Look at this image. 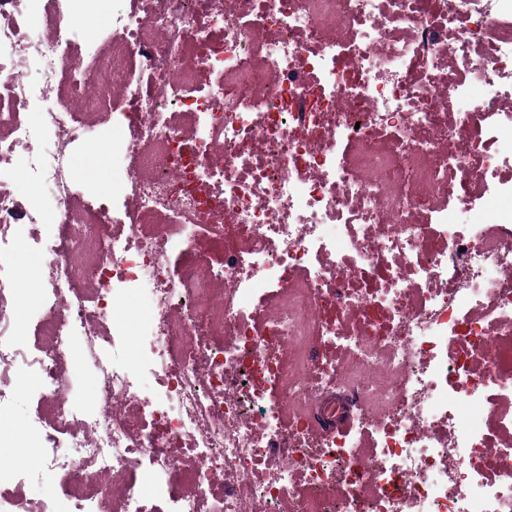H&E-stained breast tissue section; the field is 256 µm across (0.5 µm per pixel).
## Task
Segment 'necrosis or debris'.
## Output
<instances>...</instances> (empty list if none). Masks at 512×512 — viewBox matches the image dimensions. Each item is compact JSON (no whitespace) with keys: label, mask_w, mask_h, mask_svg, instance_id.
<instances>
[{"label":"necrosis or debris","mask_w":512,"mask_h":512,"mask_svg":"<svg viewBox=\"0 0 512 512\" xmlns=\"http://www.w3.org/2000/svg\"><path fill=\"white\" fill-rule=\"evenodd\" d=\"M96 2L0 0V373L52 406L42 468L109 512L147 476L171 512H512L507 0H126L82 59ZM118 100L112 205L78 210ZM50 220L30 353L12 257ZM61 308L112 410L76 412ZM333 393L349 428L318 431Z\"/></svg>","instance_id":"4bbe7bcc"}]
</instances>
